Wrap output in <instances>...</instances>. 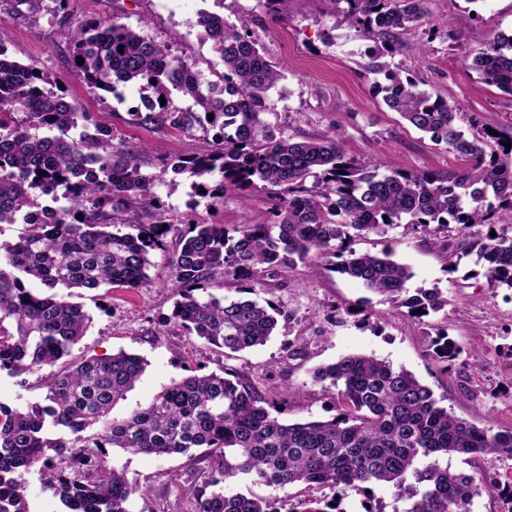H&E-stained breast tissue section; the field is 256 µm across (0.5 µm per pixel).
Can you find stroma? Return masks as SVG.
Returning a JSON list of instances; mask_svg holds the SVG:
<instances>
[{
  "instance_id": "35a3bbf8",
  "label": "stroma",
  "mask_w": 512,
  "mask_h": 512,
  "mask_svg": "<svg viewBox=\"0 0 512 512\" xmlns=\"http://www.w3.org/2000/svg\"><path fill=\"white\" fill-rule=\"evenodd\" d=\"M214 10L213 0H70L72 24L85 20L119 18L146 38L168 44L204 73L220 72L224 64L210 43L204 42L195 21L200 9ZM424 26L401 36L388 62L392 69L413 75L421 89L442 99L457 112L466 135L492 129L512 131V95L485 84L472 70L474 54L498 34L512 33V0H428ZM226 18L249 20L250 31L268 57L285 74L271 91L268 121L297 139H314L337 132L348 155L359 161L376 160L383 172H442L465 162L445 145L404 121L390 110L372 88L374 77L366 67L364 49L370 41L344 21L328 0H284L278 13H266L258 0H224ZM0 29L10 56L38 62L56 75L69 102L116 129L122 138L141 145L142 173L158 170V160L194 152L207 144L203 130L186 136L151 123H132L129 112L138 103V87H127L123 97H101L77 73L70 60L69 35L49 11L36 19L6 16ZM157 192L175 223L251 224L264 219L272 204L267 189L248 193L226 189L223 197L201 198L190 179L165 178ZM489 227L452 224L434 237L412 233L406 224L386 234L355 239L359 251L391 247L395 260L410 267L409 290L439 287L448 295L446 312L414 322L395 312L381 295L353 279L313 261L298 265L283 286L265 288L264 297L295 315L293 333L302 352L290 356L283 336L265 346L228 358L168 325L175 288L162 287L168 279L163 252H155L149 271L151 284L135 290L115 288L78 295L91 323L73 347L70 358L108 357L124 350L146 361L143 374L114 415L126 414L148 401L163 384L185 375L187 368L223 373L246 372L258 385L288 392L286 420L328 419L335 401L312 379L315 366L350 353H365L413 372L429 386L440 406L481 427H512V288L480 277L475 244ZM461 260L448 271L444 252ZM369 308L379 314L369 326L347 314L346 306ZM446 329L461 348L448 371L427 356L425 334ZM53 372L45 366L13 376L0 372V401L22 407L40 400ZM110 462L137 481L141 494L132 497L130 512H181L178 492L201 464L184 457L160 458L110 452ZM445 463L452 472L483 476L472 512H512L503 497L512 485V454L451 455Z\"/></svg>"
}]
</instances>
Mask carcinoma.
<instances>
[{"label": "carcinoma", "instance_id": "cac0c4a2", "mask_svg": "<svg viewBox=\"0 0 512 512\" xmlns=\"http://www.w3.org/2000/svg\"><path fill=\"white\" fill-rule=\"evenodd\" d=\"M329 2L374 40L366 69L383 75L373 88L388 108L468 166L383 173L379 163L349 157L334 133L305 140L284 135L264 118L284 73L251 39L244 18L198 13L202 39L224 62L215 80L115 17L85 21L71 30L69 46L73 68L91 88L104 96L131 85L148 89L154 105L146 116L130 113L133 119L211 135L208 147L164 159L158 174L147 175L140 146L78 110L56 77L34 62L11 59L0 41V224L28 217L45 199L59 205L56 223H31L0 245V371L23 375L70 355L90 322L83 306L70 301L75 291L151 282L150 257L166 250L174 230L154 192L168 172L191 179L200 197L214 198L227 186L276 190L264 220L179 231L167 257L177 288L167 322L186 336L227 355L265 345L279 322L293 324L294 314L259 298L258 288L312 260L386 296L410 319L445 310L448 296L439 288L410 293V267L391 250L358 252L352 243L403 220L431 235L451 223L492 226L511 217L512 151L503 142L512 144V137L467 138L446 102L381 61L393 54L398 31L421 24L427 0ZM4 6L27 20L46 0H0ZM471 68L485 84L512 94V34L488 42ZM177 96L190 105L175 104ZM476 247L484 277L512 288V236L488 235ZM28 281L43 291L28 288ZM224 281L238 296L212 293ZM425 342L445 371L460 355L446 331L426 333ZM145 364L123 350L76 361L52 375L42 400L24 408L0 401V512H30L26 488L33 472L61 512H129L142 489L109 464L112 448L206 464L203 484L181 490L186 512H281L277 497L231 492L241 480L274 491L303 485L304 498L287 512H344L350 491L363 495L364 512H383L373 494L382 484L399 503L393 512H471L484 478L452 473L440 459L512 453V429L494 432L457 417L411 371L373 355H346L315 368L314 380L336 400V415L301 422L282 418L283 394L232 369L222 375L194 369L148 403L114 416Z\"/></svg>", "mask_w": 512, "mask_h": 512}]
</instances>
